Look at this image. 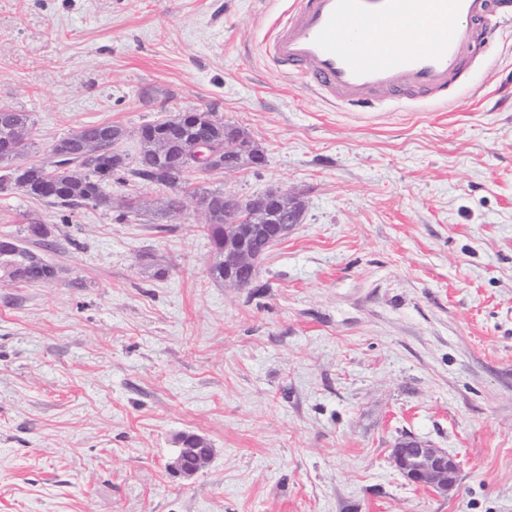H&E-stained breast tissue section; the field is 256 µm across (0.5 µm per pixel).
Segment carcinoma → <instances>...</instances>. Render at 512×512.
<instances>
[{"instance_id":"cac0c4a2","label":"carcinoma","mask_w":512,"mask_h":512,"mask_svg":"<svg viewBox=\"0 0 512 512\" xmlns=\"http://www.w3.org/2000/svg\"><path fill=\"white\" fill-rule=\"evenodd\" d=\"M94 136L85 140L75 132L49 145L44 157L36 165H29L14 181L29 197L44 201L52 206L74 213L85 207L112 210V177L134 179L175 189L185 182L186 171L175 161L176 149L168 139L190 140L207 133L217 140L214 146L221 155L222 164L252 167V158L265 163L263 150L244 134L233 150L224 152L223 122L215 119L208 111L195 113L190 124L178 121V115L171 118L145 123L140 126L138 136L139 156L135 165L122 157L119 167L112 166V149L117 147L126 135L125 129L112 123L92 125ZM32 121L27 112L13 108L0 112V145L6 146L14 139L22 143L20 154L26 156L34 147L31 139ZM186 192L210 199L212 208L203 225L217 257L210 274L218 281L246 288L257 279V270L245 266L236 271L234 278H228L224 267L227 258L224 247L229 245L245 252L257 263L278 243L277 231L284 229L288 216L282 215L278 224H238L224 222V191L221 189L194 188ZM26 238L32 246L19 243L10 234L0 236V279L26 284L44 283L55 276V268L45 259L44 253L57 249L51 229L40 220L27 222L24 228ZM182 468L194 473L200 468V459L211 454L208 443L200 436L186 433L181 436Z\"/></svg>"}]
</instances>
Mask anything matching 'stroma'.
Listing matches in <instances>:
<instances>
[{"instance_id":"35a3bbf8","label":"stroma","mask_w":512,"mask_h":512,"mask_svg":"<svg viewBox=\"0 0 512 512\" xmlns=\"http://www.w3.org/2000/svg\"><path fill=\"white\" fill-rule=\"evenodd\" d=\"M291 3L0 0V106L37 153L104 121L133 161L142 124L209 110L267 163L190 187L306 201L237 288L194 199L149 223L168 188L67 217L0 190V235L58 241L52 281H0V512H512V10L446 99L348 108L265 54ZM183 433L213 450L191 476ZM406 437L456 457L454 492L393 467Z\"/></svg>"}]
</instances>
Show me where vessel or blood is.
<instances>
[{
    "label": "vessel or blood",
    "instance_id": "1",
    "mask_svg": "<svg viewBox=\"0 0 512 512\" xmlns=\"http://www.w3.org/2000/svg\"><path fill=\"white\" fill-rule=\"evenodd\" d=\"M491 0H294L265 47L284 73L340 104L374 89L444 91L493 40Z\"/></svg>",
    "mask_w": 512,
    "mask_h": 512
}]
</instances>
